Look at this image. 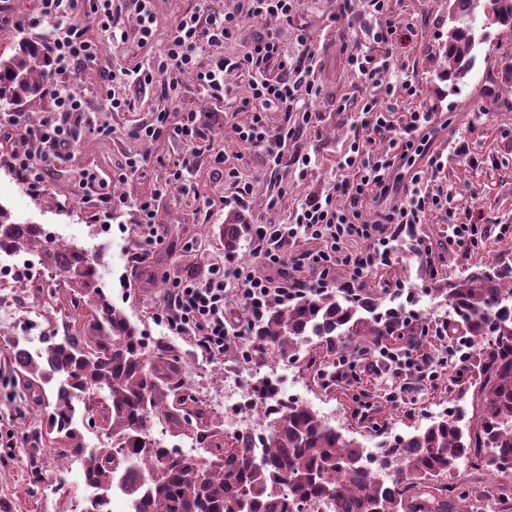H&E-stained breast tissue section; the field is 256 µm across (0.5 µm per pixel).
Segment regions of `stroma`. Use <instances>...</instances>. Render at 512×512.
Instances as JSON below:
<instances>
[{
	"label": "stroma",
	"instance_id": "1",
	"mask_svg": "<svg viewBox=\"0 0 512 512\" xmlns=\"http://www.w3.org/2000/svg\"><path fill=\"white\" fill-rule=\"evenodd\" d=\"M452 2L391 0L397 22L413 25L415 36L401 49L390 78L395 81L413 77L419 84L420 104L436 108L437 123L429 131L428 152L441 162L434 184L451 195L456 216H463L467 207L475 205L487 217L512 224V86L499 80L502 72L512 66V31L499 25L485 29L473 70L464 81L450 80L442 74V48ZM37 8L38 0H0V52L25 38L45 40V28L22 32L12 24L15 17L34 16ZM373 23L358 2L347 15L335 19L323 7L322 0H303L295 18L296 27L313 37L312 49L320 60L316 77L322 87L315 103L318 128L304 142L316 160L306 179L295 178L290 163L285 162L277 182H270L264 152L240 142L235 133L236 124L249 121V113L235 111L233 100H211L193 77L185 78L178 100H169L157 83L137 99L132 111H109L106 74L147 62L137 46V26L132 23L123 46H114L111 38L100 36L96 62L69 78L87 100V119L111 123L113 134H92L65 150L51 166L47 187L40 193L32 192L0 162V204L17 221L43 225L56 240L82 246L98 257L104 294L148 340L160 339L169 334L166 324L156 318L164 291L143 287L144 276L150 273L159 280L168 273L194 274L200 260L193 255V248L200 236L223 224L231 208L226 191L215 181L210 168L198 163L184 186L157 200L156 221L161 224L168 245L138 267L134 259L142 230L135 222L134 212L130 208L117 212L112 217L110 233H98V195L79 187V173L85 169L95 171L110 184L115 195L126 197L130 203L149 194L164 172L163 162L181 155L183 148L166 138L146 143L133 141L125 136L124 129L148 119L155 110L172 106L198 113L204 144L222 150L228 165L252 183L250 199L240 206L250 223H287L306 197L332 192L340 179L335 168L337 155L363 132L358 114V82L348 70L343 46L348 43L369 49L365 30ZM457 138L468 142L470 156L455 151L452 142ZM134 153L150 155L151 165L120 179L126 155ZM273 186L281 188L282 196L278 208L269 211L264 198ZM417 233L430 244L431 258L443 278L454 279L491 258L512 265V239L492 238L477 250L449 248L445 214L429 215L424 224L418 225ZM56 287V282L51 281L39 292L25 294L18 288L13 291L14 296H27L40 307L44 315L42 329L0 322V512H80L89 494L81 462L60 459L54 448L32 447L31 435L41 411L33 407L27 391L16 379L9 356L13 340L41 338L43 330L60 324L62 313ZM363 290L380 298L385 309L400 306L432 322L446 317L442 304L421 279L419 262L406 243L399 247L398 260L371 274ZM172 345L183 357L182 381L187 387L202 391L209 401L223 393L227 358L203 355L187 336L174 337ZM312 350V345H304V358L285 364L289 394L302 398L320 413L330 414L333 425L365 447H376L379 431L410 434L454 408L472 406L471 396L461 394L447 376L411 391L407 385L414 382L413 374L386 370L364 381L366 399L373 407L369 418H360L354 413L357 401L353 389L337 383L322 386L316 367L306 359Z\"/></svg>",
	"mask_w": 512,
	"mask_h": 512
}]
</instances>
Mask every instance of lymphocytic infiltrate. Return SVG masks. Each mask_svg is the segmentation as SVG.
Here are the masks:
<instances>
[{
	"label": "lymphocytic infiltrate",
	"instance_id": "1",
	"mask_svg": "<svg viewBox=\"0 0 512 512\" xmlns=\"http://www.w3.org/2000/svg\"><path fill=\"white\" fill-rule=\"evenodd\" d=\"M300 3L301 0H206L204 11H190L177 20L164 48L158 51L154 48L155 0H130L124 8L117 6L115 0H39L37 16L15 19L13 25L23 30L40 26L48 29L46 48L51 78L47 92L54 108L44 113L36 126L26 127L20 146L7 154L9 166L31 190L43 191L52 158L82 138L86 101L75 87L62 82L61 76L95 63L98 41L81 23L82 18L91 16L99 31L117 45L124 43L129 21H136L137 45L152 58L150 67L126 73L123 92L108 97L110 110H129L133 93L146 91L157 81L170 95H178L186 76L194 77L214 99L226 100L231 96L227 76H247L249 94L238 109L250 113L251 118L236 125L239 140L261 149L272 159L278 158L283 149L293 148L295 169L299 176H307L312 158L299 143L306 130L318 121L315 102L320 94L316 80L319 61L311 49V34L293 29ZM364 10L378 17L379 24L370 31L372 51L349 52L351 74L363 86L382 89L386 98H394L399 92L412 100L418 98L420 89L414 80L405 78L395 84L388 79L401 46L411 36L410 29L393 18L390 0H364ZM247 19L264 20L268 26L240 52L225 53V45L236 40ZM290 33L299 46L294 53L289 52L286 42ZM360 110L361 125L368 129L369 136L364 141H353L337 158L341 179L333 192L306 199L293 211L288 223L256 227L251 260L232 259L212 265L202 279L170 277L159 315L170 331L194 337L203 352L218 357L223 355L230 335L225 313L229 283L237 284L247 319L252 322L261 318L271 304L293 301L302 289L335 287L340 269L347 273L346 287L360 290L373 271L396 261V241H412L417 257L430 261L431 250L417 239L416 229L427 213L445 209L448 197L433 190L420 170L405 169L404 162L421 155L426 131L436 113L420 108L398 118L392 107L382 106L367 95L360 98ZM268 112H297L301 119L272 127L264 121ZM127 136L140 142L168 137L187 148L184 155L169 163L167 175L154 196L133 203L113 196L97 173L86 170L79 175L81 187L99 190L100 221L110 219L114 211L133 209L136 222L144 231L140 261H147L165 242L155 222L157 197L181 183L184 170L195 165L198 158H206L219 180L234 186L237 201H244L252 192L251 183L242 180L237 168L226 166L223 151L203 152L197 113L155 112L148 121L131 126ZM370 201L379 205L371 221L363 216V206ZM302 234L325 242V249L299 250L296 242ZM493 237L511 239L512 224H493L485 215L469 212L452 221L448 242L472 249ZM259 264L265 266V273L256 272ZM428 334L425 328L411 331L403 349L394 348L388 337L376 342L374 360L364 370L346 357H339L331 379L358 386L364 373L377 372L378 363L383 360L416 369L419 382H433L438 376V362L421 351Z\"/></svg>",
	"mask_w": 512,
	"mask_h": 512
}]
</instances>
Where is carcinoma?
I'll return each instance as SVG.
<instances>
[{
    "instance_id": "obj_1",
    "label": "carcinoma",
    "mask_w": 512,
    "mask_h": 512,
    "mask_svg": "<svg viewBox=\"0 0 512 512\" xmlns=\"http://www.w3.org/2000/svg\"><path fill=\"white\" fill-rule=\"evenodd\" d=\"M454 33L442 50L445 74L465 78L476 60L482 27H512V0H454ZM50 77L44 45L22 40L0 54V103L37 97ZM252 232L246 216L230 211L216 239L224 255L239 253ZM27 249L63 277V335L42 337L33 353L13 342L9 352L23 385L47 413L34 443L47 442L67 458L85 460V483L100 490L83 512H103L116 485L136 512H466L468 495L447 482L460 465L491 476L512 498V266L479 265L441 283L423 268L432 292L452 310L437 336H467L475 346V417L444 415L408 435L382 433L379 456L324 416L296 400L283 406L276 383L253 386L260 411H279L264 452L248 432H224L211 405L182 382L181 355L165 341L147 342L139 327L105 296L97 260L74 244L48 239L39 224L17 223L0 204V251ZM379 303L342 289L307 288L286 306L273 305L247 329L242 357L295 362L303 338H317L319 367L336 362L344 340L376 341L393 324ZM51 389H46V386ZM82 413L108 442L85 446L74 419ZM161 421L174 437L196 440L199 459L149 437Z\"/></svg>"
}]
</instances>
